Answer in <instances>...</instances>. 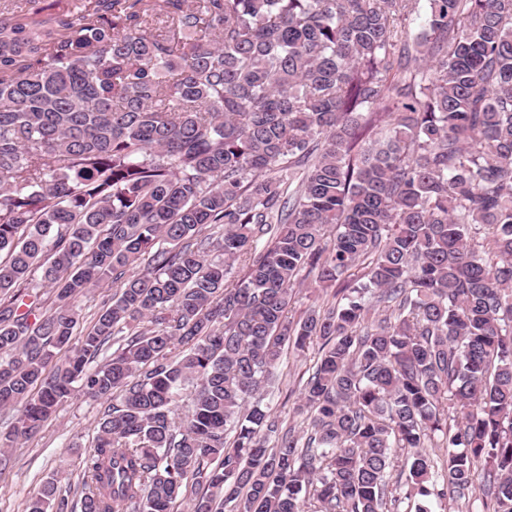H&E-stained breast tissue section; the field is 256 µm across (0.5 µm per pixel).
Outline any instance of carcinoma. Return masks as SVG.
Returning a JSON list of instances; mask_svg holds the SVG:
<instances>
[{"label":"carcinoma","instance_id":"1","mask_svg":"<svg viewBox=\"0 0 512 512\" xmlns=\"http://www.w3.org/2000/svg\"><path fill=\"white\" fill-rule=\"evenodd\" d=\"M315 336L300 437L257 394ZM77 393L81 512H512V0L0 8V472ZM27 4L31 12L40 11L36 16L38 19L47 17L48 15H74L77 14V6H81L83 0H31ZM43 9V10H42ZM316 287L314 276L308 275L306 272H301L296 284L294 285V298L291 307L288 308V317L291 320H298L307 310L311 308H318L327 301H333V295L339 288V282L332 285L327 289V292H322ZM112 292V288H96L78 300L77 304L81 309L82 315L84 316L79 330L82 328V326L87 327L90 325V321L96 318L97 314L102 309L104 300H107V298L111 297Z\"/></svg>","mask_w":512,"mask_h":512}]
</instances>
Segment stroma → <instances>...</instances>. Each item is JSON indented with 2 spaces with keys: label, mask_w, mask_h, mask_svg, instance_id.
<instances>
[{
  "label": "stroma",
  "mask_w": 512,
  "mask_h": 512,
  "mask_svg": "<svg viewBox=\"0 0 512 512\" xmlns=\"http://www.w3.org/2000/svg\"><path fill=\"white\" fill-rule=\"evenodd\" d=\"M320 345V339L315 338L304 350H285L279 378L263 394V403L272 412L292 419L295 402L288 394L306 383ZM108 406L105 399L69 398L36 436L11 449L10 466L0 473V512H25L27 501L50 478L60 481L64 512H80V457L93 444L98 422Z\"/></svg>",
  "instance_id": "35a3bbf8"
}]
</instances>
